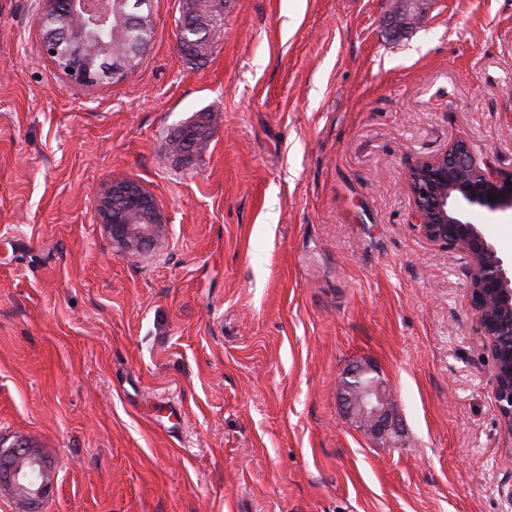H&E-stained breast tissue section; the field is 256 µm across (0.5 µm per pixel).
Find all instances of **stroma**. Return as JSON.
I'll use <instances>...</instances> for the list:
<instances>
[{
  "label": "stroma",
  "instance_id": "1",
  "mask_svg": "<svg viewBox=\"0 0 512 512\" xmlns=\"http://www.w3.org/2000/svg\"><path fill=\"white\" fill-rule=\"evenodd\" d=\"M41 13L0 0V443L52 470L42 512H512L469 259L407 181L459 140L512 170V0H224L201 65L152 0L135 72L91 87ZM125 179L167 218L140 254L96 218ZM468 219L512 260V219ZM355 363L390 439L343 412ZM368 368L357 366L347 371L338 384L345 415L371 434L387 438L396 428L393 393L382 380L360 382Z\"/></svg>",
  "mask_w": 512,
  "mask_h": 512
}]
</instances>
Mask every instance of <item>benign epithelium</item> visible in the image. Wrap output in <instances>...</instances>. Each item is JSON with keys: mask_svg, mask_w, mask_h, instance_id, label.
Segmentation results:
<instances>
[{"mask_svg": "<svg viewBox=\"0 0 512 512\" xmlns=\"http://www.w3.org/2000/svg\"><path fill=\"white\" fill-rule=\"evenodd\" d=\"M211 0H185L180 26V41L204 51L210 42L193 39L191 17ZM43 20L63 15L72 21L100 30L112 28V17L141 24L151 19L150 0H43ZM61 32L45 28L44 48L55 64L80 85L97 82L94 69L113 79L127 77V69L110 63L112 51L83 48V55L70 57L60 52ZM408 183L415 217L424 234L470 259L468 288L472 308L495 361V381L502 421L503 445L512 447V353L504 354L499 336L512 337V275L504 260L486 241L476 225L467 219V210L478 206L491 215L512 213V170L502 171L476 160L465 141L454 143L445 152L427 158L412 168ZM119 199L132 203L129 218L119 223L110 219L111 204ZM97 218L112 244L126 252H145L166 233L167 221L155 199L135 181L121 180L96 202ZM370 370L358 366L347 371L338 384L345 415L371 434L387 438L396 428L393 393L382 380L361 381ZM10 448L15 462L7 475L12 494L28 508L38 512L52 478L43 458L31 446L18 440Z\"/></svg>", "mask_w": 512, "mask_h": 512, "instance_id": "benign-epithelium-1", "label": "benign epithelium"}]
</instances>
